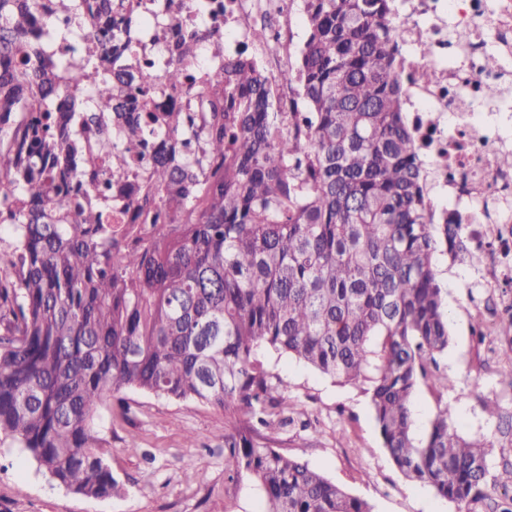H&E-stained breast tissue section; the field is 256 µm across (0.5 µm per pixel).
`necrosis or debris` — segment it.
<instances>
[{
    "label": "necrosis or debris",
    "mask_w": 512,
    "mask_h": 512,
    "mask_svg": "<svg viewBox=\"0 0 512 512\" xmlns=\"http://www.w3.org/2000/svg\"><path fill=\"white\" fill-rule=\"evenodd\" d=\"M399 25L411 73L422 66L436 72L432 83L406 78L411 123L431 177L454 222L481 224L490 241H502L500 228L512 224V171L495 166L496 155L512 149V127L498 120L512 112V0H402ZM426 30L432 51H415L414 36ZM501 58L497 70L483 67L489 52ZM500 95L483 97L484 84Z\"/></svg>",
    "instance_id": "obj_1"
}]
</instances>
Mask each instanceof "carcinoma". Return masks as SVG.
Segmentation results:
<instances>
[{
	"label": "carcinoma",
	"instance_id": "cac0c4a2",
	"mask_svg": "<svg viewBox=\"0 0 512 512\" xmlns=\"http://www.w3.org/2000/svg\"><path fill=\"white\" fill-rule=\"evenodd\" d=\"M395 0H301L308 36L276 85L238 58L203 67L168 31L159 62L135 49L142 0H0V432L53 480L107 498L119 482L92 434L107 391L224 410L225 468L267 512H372L261 432L286 426L288 386L265 345L369 394L407 478L464 512H512L487 444L462 437L443 395L450 336L433 255L478 263L460 224H436L403 112ZM206 0H158L167 20ZM93 30L78 38L73 25ZM252 44L282 42L263 27ZM93 97L61 105L60 90ZM104 164V187L81 174ZM136 210L112 224V207ZM437 397L415 435L419 386Z\"/></svg>",
	"mask_w": 512,
	"mask_h": 512
}]
</instances>
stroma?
Listing matches in <instances>:
<instances>
[{"mask_svg": "<svg viewBox=\"0 0 512 512\" xmlns=\"http://www.w3.org/2000/svg\"><path fill=\"white\" fill-rule=\"evenodd\" d=\"M471 249L480 263L436 254L434 262L448 305L451 343L442 365L453 380L447 400L454 425L487 441L489 476L512 488V383L500 375L512 362V265L485 256L480 238ZM487 323L484 341L472 334L475 317ZM269 370L288 384L290 425L272 430L283 453L299 458L373 512H459L430 487L410 480L390 462L381 444L369 397L294 358L263 347ZM502 414L488 416L483 401ZM120 494L93 498L74 493L39 469L8 434L0 433V512H263L264 496L247 474L229 478L224 462L222 409L160 398L133 389L107 393L93 422Z\"/></svg>", "mask_w": 512, "mask_h": 512, "instance_id": "1", "label": "stroma"}]
</instances>
